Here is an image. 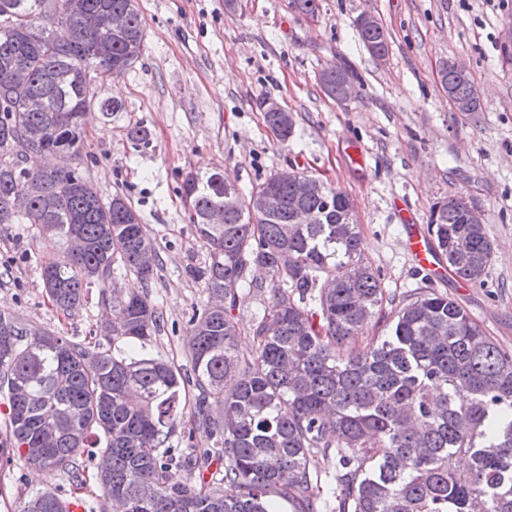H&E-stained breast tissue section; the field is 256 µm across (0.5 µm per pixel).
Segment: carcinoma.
<instances>
[{
  "label": "carcinoma",
  "mask_w": 512,
  "mask_h": 512,
  "mask_svg": "<svg viewBox=\"0 0 512 512\" xmlns=\"http://www.w3.org/2000/svg\"><path fill=\"white\" fill-rule=\"evenodd\" d=\"M102 13L121 27L103 31ZM144 19L137 0H0V224L39 231L83 249L41 264L57 310L73 313L94 282L121 264L144 283L159 255L141 218L120 194L103 199L83 174L82 117L95 105L110 116L121 102L98 99L90 73L122 76L141 56ZM363 47L388 53L384 29H357ZM23 68L27 97L14 93ZM320 81L331 98L348 93V70L329 66ZM452 98L470 111L481 99L467 74L447 77ZM284 141L293 118L265 110ZM71 153L67 170L41 158ZM183 194L208 253L210 302L188 321L184 373L161 357L70 341L53 330L0 314V390H7L12 450L41 470L79 475L85 448L97 452L99 512H512V350L495 343L454 300L431 288L395 300L366 256L350 199L327 182L303 199L312 221L292 223L293 182L266 179L248 195L224 190L219 172H188ZM282 199L275 214L258 205L267 188ZM26 191L23 210L13 197ZM224 207V223L207 213ZM475 204L450 192L430 211L428 231L448 270L484 284L494 248ZM154 262H141L144 251ZM267 299L249 325L235 314L239 293ZM391 304L390 311L384 304ZM161 317L148 293L112 304L99 326L108 341L146 343ZM379 336L349 347L368 328ZM197 391L194 422L214 447L182 454L166 446ZM336 469L321 475L316 457ZM224 474L197 482L212 457ZM237 494L224 496V484ZM17 512H69L48 488L27 492Z\"/></svg>",
  "instance_id": "obj_1"
}]
</instances>
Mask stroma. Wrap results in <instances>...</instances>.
Wrapping results in <instances>:
<instances>
[{"instance_id":"35a3bbf8","label":"stroma","mask_w":512,"mask_h":512,"mask_svg":"<svg viewBox=\"0 0 512 512\" xmlns=\"http://www.w3.org/2000/svg\"><path fill=\"white\" fill-rule=\"evenodd\" d=\"M145 21L141 57L122 77L94 79L98 97L124 109H91L85 138L96 160L86 175L103 198L121 194L140 214L161 264L149 285L122 268L112 286L148 290L163 318L148 355L188 367L187 321L208 299L207 250L182 195L185 175L218 170L246 192L293 166L346 192L366 255L384 287L402 294L425 277L403 247L404 223L428 224L432 206L463 193L483 213L495 249L484 286L456 277L436 291L462 305L503 347L512 349V0H318L315 16L292 0H137ZM375 15L388 34L384 62L359 41L357 17ZM465 63L480 93L476 113L453 111L438 83L443 60ZM331 65L354 75L346 105L323 92ZM291 112L294 132L281 141L264 104ZM141 125L150 144L135 146ZM61 243L32 224L0 226V313L95 341L105 315L102 286L64 316L43 287L40 266ZM86 484L44 473L15 456L0 459V512H16L27 491L51 485L65 501L89 504L102 489L93 458L81 456Z\"/></svg>"}]
</instances>
